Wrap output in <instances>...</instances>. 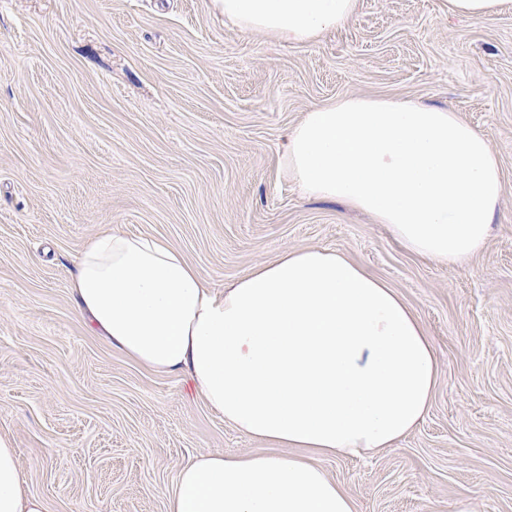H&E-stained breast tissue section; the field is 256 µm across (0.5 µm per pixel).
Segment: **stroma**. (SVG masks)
<instances>
[{
	"instance_id": "obj_1",
	"label": "stroma",
	"mask_w": 512,
	"mask_h": 512,
	"mask_svg": "<svg viewBox=\"0 0 512 512\" xmlns=\"http://www.w3.org/2000/svg\"><path fill=\"white\" fill-rule=\"evenodd\" d=\"M350 96L450 106L487 136L506 191L484 251L415 257L281 174L284 131ZM109 229L166 240L217 292L310 247L385 280L436 347L429 411L316 464L355 512H512V9L360 0L302 44L239 32L214 0H0V435L45 512H168L191 458L277 450L93 335L70 280ZM511 0H448V14L469 19H487L511 8Z\"/></svg>"
}]
</instances>
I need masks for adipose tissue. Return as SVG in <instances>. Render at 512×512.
<instances>
[{"label":"adipose tissue","instance_id":"adipose-tissue-1","mask_svg":"<svg viewBox=\"0 0 512 512\" xmlns=\"http://www.w3.org/2000/svg\"><path fill=\"white\" fill-rule=\"evenodd\" d=\"M240 32L313 43L360 0H219ZM283 175L308 197L385 225L407 252L448 266L488 244L506 186L483 133L459 112L391 98L316 105L285 133ZM97 336L155 371L185 372L208 408L289 455H203L168 512H354L313 461L389 447L425 417L435 346L394 288L341 253L289 250L221 293L167 241L105 232L72 275ZM0 512H44L0 436Z\"/></svg>","mask_w":512,"mask_h":512}]
</instances>
